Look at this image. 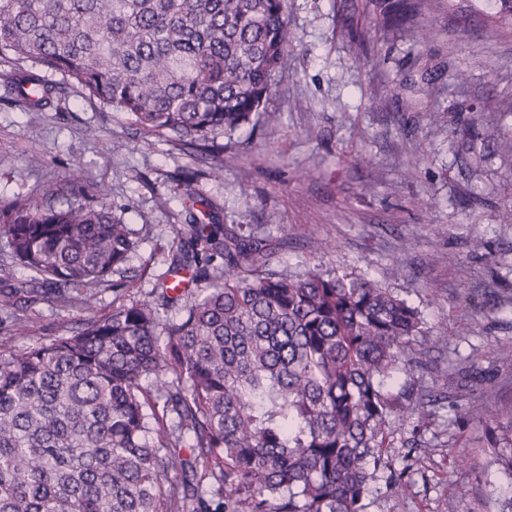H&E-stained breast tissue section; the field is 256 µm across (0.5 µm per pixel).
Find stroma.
Segmentation results:
<instances>
[{
	"label": "stroma",
	"mask_w": 512,
	"mask_h": 512,
	"mask_svg": "<svg viewBox=\"0 0 512 512\" xmlns=\"http://www.w3.org/2000/svg\"><path fill=\"white\" fill-rule=\"evenodd\" d=\"M397 0H288L298 35L266 104L274 121L224 139V179L202 176L200 159L137 130L67 85L42 111L6 99L0 83V202L38 198L49 181L78 178L104 191L114 216L135 229L131 277L116 274L96 297L99 315L149 291L179 241L174 226L220 206L277 246L273 268L355 271L418 307L428 364L412 383L431 416L391 427L387 454L405 465L402 443H422L421 470L398 492L367 499V512H499L512 478L486 448L481 427L451 408L441 374L477 365L490 398L512 413V24L495 23L487 0H422L407 27L384 25ZM437 25H429L430 17ZM401 84L400 96L390 89ZM438 88L440 99L430 90ZM327 246L317 251L315 240ZM26 335L0 319L14 350L70 335L78 309L28 308ZM471 465L458 467V454Z\"/></svg>",
	"instance_id": "35a3bbf8"
}]
</instances>
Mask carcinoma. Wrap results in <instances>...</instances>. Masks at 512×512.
<instances>
[{
    "label": "carcinoma",
    "mask_w": 512,
    "mask_h": 512,
    "mask_svg": "<svg viewBox=\"0 0 512 512\" xmlns=\"http://www.w3.org/2000/svg\"><path fill=\"white\" fill-rule=\"evenodd\" d=\"M295 41L286 0H0L14 101L52 105L59 74L204 151L216 181L219 139L272 120ZM205 207L208 222L174 228L168 275L100 317L99 289L137 247L107 195L73 178L0 204V311L42 292L82 314L68 336L0 345V512H366L422 467L385 461L397 401L430 416L409 387L418 308L354 271L274 270L268 239ZM454 399L512 475V416L463 385Z\"/></svg>",
    "instance_id": "cac0c4a2"
}]
</instances>
